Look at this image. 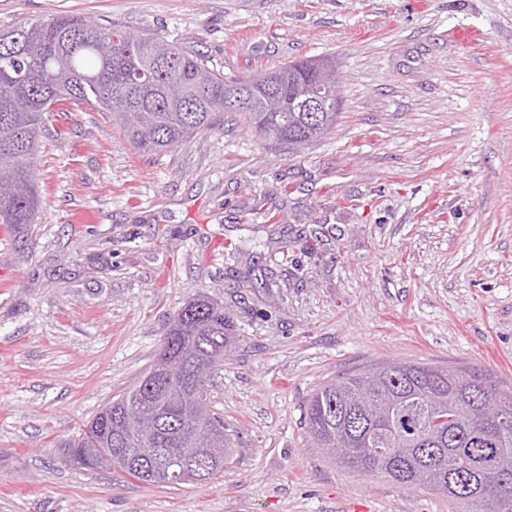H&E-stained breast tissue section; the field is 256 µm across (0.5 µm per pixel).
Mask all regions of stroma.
Here are the masks:
<instances>
[{
  "label": "stroma",
  "mask_w": 512,
  "mask_h": 512,
  "mask_svg": "<svg viewBox=\"0 0 512 512\" xmlns=\"http://www.w3.org/2000/svg\"><path fill=\"white\" fill-rule=\"evenodd\" d=\"M59 14L193 47L229 80L331 59L338 118L296 151L221 112L147 156L109 113L48 115L38 219L0 242V512H458L336 464L302 409L385 362L512 383V0H0V30ZM200 295L236 333L211 388L223 473L67 464Z\"/></svg>",
  "instance_id": "35a3bbf8"
}]
</instances>
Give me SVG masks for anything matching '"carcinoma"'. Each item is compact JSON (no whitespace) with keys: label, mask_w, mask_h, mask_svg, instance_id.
<instances>
[{"label":"carcinoma","mask_w":512,"mask_h":512,"mask_svg":"<svg viewBox=\"0 0 512 512\" xmlns=\"http://www.w3.org/2000/svg\"><path fill=\"white\" fill-rule=\"evenodd\" d=\"M309 61L262 76L224 80L201 53L161 37L102 27L78 16L26 21L0 39V224H33L41 208L34 175L38 133L47 113L80 105L107 112L138 151L158 153L209 129L218 112H238L250 128L295 148L333 129L336 88L321 122L296 111L297 82ZM274 83L271 105L260 112L224 103V88L246 91ZM234 343L224 305L203 296L188 301L170 322L158 360L193 376L203 400L193 414L182 385L152 390L147 376L102 409L87 431L67 441L66 461L101 467L99 456L124 449L118 470L148 484L170 463L192 483L224 470V418L214 411L210 383ZM308 433L322 448H341L336 463L426 490L462 506V512H512V385L485 371L420 362L386 364L348 374L313 390L303 406ZM205 428L216 446H191Z\"/></svg>","instance_id":"obj_1"}]
</instances>
